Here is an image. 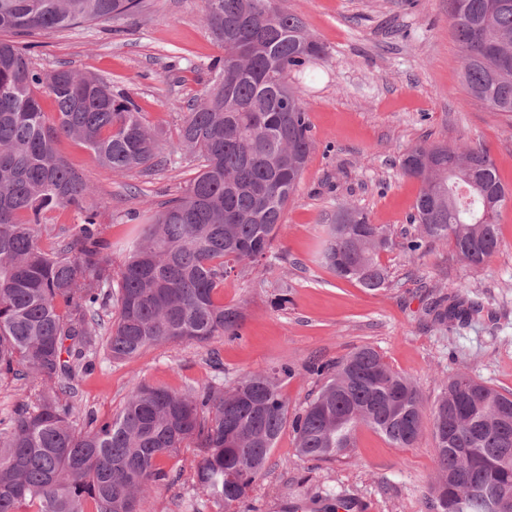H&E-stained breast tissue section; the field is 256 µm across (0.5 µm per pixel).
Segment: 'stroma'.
Returning a JSON list of instances; mask_svg holds the SVG:
<instances>
[{"mask_svg":"<svg viewBox=\"0 0 512 512\" xmlns=\"http://www.w3.org/2000/svg\"><path fill=\"white\" fill-rule=\"evenodd\" d=\"M278 3L300 16L325 48L321 59L288 76L302 93L315 147L271 258L231 273L219 292L225 305L244 307L240 334L151 347L123 362L97 356L92 374L75 384L80 412L116 416L140 381L185 390L286 363L294 373L282 392L294 415L324 382L309 365L339 361L362 346L412 378L427 410L448 378L462 370L512 392V200L500 218V247L482 267L465 266L450 246L429 247L412 259L401 248L413 231L409 217L420 184L402 172L400 160L415 145L483 143L512 191V116L469 96L448 0ZM203 9V0H142L130 15L35 38L38 68L65 66L127 90L144 121L168 138L170 165L126 173L101 165L68 138L57 142L60 156L93 189L114 262L123 260L133 235L129 214L148 205L160 209L180 196L199 165L181 150L176 131L188 105L203 93L211 63L224 54L202 21ZM344 205L364 211L393 238L394 248L380 256L390 273L388 288L366 290L321 264L323 225ZM461 287L482 306L467 323L442 325L425 315L430 294ZM39 392L33 379L0 377V438L16 405H36ZM200 454L190 443L164 458L176 481L145 498L140 512H186L191 502L212 512L195 480ZM435 462L427 430L414 446L397 448L363 427L348 456L315 462L297 457L287 428L246 503L257 512H322V498L331 493L354 497L352 512H428Z\"/></svg>","mask_w":512,"mask_h":512,"instance_id":"1","label":"stroma"}]
</instances>
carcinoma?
I'll return each instance as SVG.
<instances>
[{"mask_svg":"<svg viewBox=\"0 0 512 512\" xmlns=\"http://www.w3.org/2000/svg\"><path fill=\"white\" fill-rule=\"evenodd\" d=\"M141 0H0V375L33 378L35 407L20 403L0 440V512H138L140 501L174 481L161 460L197 442L196 478L214 512H235L265 471L286 423L298 458L350 454L367 426L397 448L423 432L416 383L363 346L334 364H314L326 381L288 419L283 363L248 373L227 388L173 390L137 383L113 418L80 415L73 382L97 353L131 359L178 341L237 336L243 308L216 298L224 277L254 266L271 248L315 141L288 71L324 48L276 0H204L203 22L224 56L189 105L181 149L200 160L184 194L148 217L122 263L98 214L84 204L90 185L59 156L66 136L106 167L127 172L171 161L163 131L146 125L133 96L68 68L44 72L16 38L51 34L126 16ZM469 95L512 113V0H448ZM47 94L56 111L48 122ZM420 182L410 258L453 244L479 266L500 247L498 224L509 193L489 149L420 144L400 161ZM74 207L81 221L46 247L47 214ZM385 229L353 207L325 225L322 263L369 291L385 289ZM477 307L454 295L430 304L435 320L469 318ZM437 469L429 512H512V395L468 371L451 377L430 410Z\"/></svg>","mask_w":512,"mask_h":512,"instance_id":"1","label":"carcinoma"}]
</instances>
